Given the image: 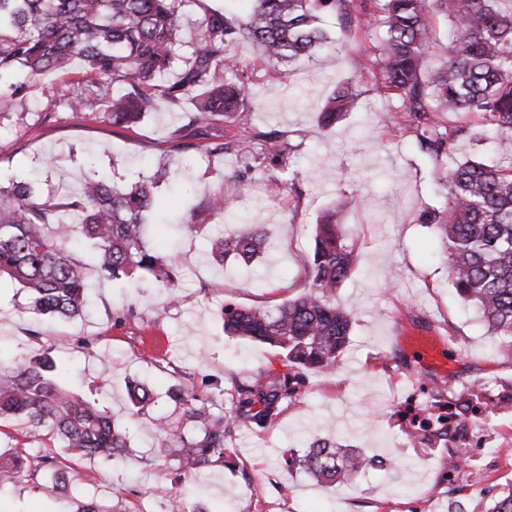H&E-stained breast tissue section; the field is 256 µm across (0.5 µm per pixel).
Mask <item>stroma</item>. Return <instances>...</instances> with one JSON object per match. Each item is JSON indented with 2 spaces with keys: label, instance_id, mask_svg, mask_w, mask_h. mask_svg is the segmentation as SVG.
<instances>
[{
  "label": "stroma",
  "instance_id": "35a3bbf8",
  "mask_svg": "<svg viewBox=\"0 0 512 512\" xmlns=\"http://www.w3.org/2000/svg\"><path fill=\"white\" fill-rule=\"evenodd\" d=\"M249 7L250 0L184 7L182 33L196 35L205 11L242 20ZM322 20L337 36L335 47L276 68L247 37L227 45L250 92L248 111L234 119L202 122L185 103L160 107L130 129L104 113L74 120L62 100L83 83L78 64L44 76L22 105L0 112V186L34 177L44 201H63L88 173L134 183L168 156L170 174L156 190L144 239L175 281L167 288L148 276L101 278L89 265L90 248L78 242L74 255L88 265L84 315L27 313V290L0 282V360L51 353L56 383L106 410L131 447L115 463L73 462L66 494L44 476L0 485V512H76L88 500L105 512H167L172 496L187 512H453L459 502L466 512H487L493 494L512 486V452H503L450 497L447 449L412 447L404 432L399 409L408 389L426 400L436 384L464 390L511 380L512 349L458 298L436 229L419 221L445 198L407 115L370 71L367 50L383 28L360 26L345 38L334 13ZM351 78L360 92L354 110L319 128L326 99ZM177 130L190 136L193 150L173 151ZM256 133L267 136L262 163L215 150ZM230 179L241 191L216 212L208 199ZM341 196L358 201L337 222L357 248L359 267L339 289L354 323L337 368L306 372L271 425H243L225 436L222 464L185 470L156 457L157 418L177 417L169 389L194 390L218 414L238 383L280 369L274 348L225 333L221 311L271 308L300 294L315 226ZM257 226L270 247L251 267L233 257L213 260L220 234ZM133 380L156 394L136 415L128 397ZM320 438L384 458L388 467L351 484L318 485L288 459ZM16 448L59 451L55 440L32 438L22 422L1 420L0 454Z\"/></svg>",
  "mask_w": 512,
  "mask_h": 512
}]
</instances>
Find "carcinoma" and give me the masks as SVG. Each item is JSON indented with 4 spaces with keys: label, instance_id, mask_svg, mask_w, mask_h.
I'll list each match as a JSON object with an SVG mask.
<instances>
[{
    "label": "carcinoma",
    "instance_id": "1",
    "mask_svg": "<svg viewBox=\"0 0 512 512\" xmlns=\"http://www.w3.org/2000/svg\"><path fill=\"white\" fill-rule=\"evenodd\" d=\"M185 2L202 0H0V110L20 105L43 76L78 60L89 77L69 99L76 118L103 111L112 125L129 128L158 106L186 99L202 120L238 117L249 95L237 63L225 55L226 44L237 35L250 38L276 66L332 42L321 26L326 10L345 30L376 23L385 32L370 57L376 81L416 123V146L438 165L446 198L443 210L421 220L441 232L457 295L473 305L488 332L512 347V150L490 163L479 156L452 160L458 141H477L490 131L503 144L512 143V0H251L244 23L210 11L198 34L184 41L180 9ZM435 10L452 18L454 33L443 68L428 74L427 17ZM183 46L187 51L174 80H163ZM116 82L126 86L124 93H112ZM357 98L355 81L337 87L319 112V127L336 124ZM444 112L446 126L440 123ZM470 114L482 124L467 121ZM155 185L149 179L128 187L93 175L73 199L58 203L37 201L36 185L27 180L12 184L6 199L0 190V279L28 289V312L80 314L85 273L71 249L80 235L96 246L102 277L147 274L175 286L163 258L142 237L145 216L157 204ZM236 193L237 183L227 181L212 207L224 210ZM349 204L342 200L317 224L304 293L272 311L224 312L225 332L275 348L285 371L260 372L237 385L238 399L222 415L199 405L188 390L169 392L179 424L192 434L179 437L174 449L161 440L159 456L174 458L181 469L222 463L227 426L272 423L280 403L293 397L302 371L336 369L353 320L338 298L356 264L353 246L336 230V215ZM267 247L265 234L254 229L217 238L211 254L220 263L233 255L248 264ZM54 369L47 352L33 362L0 363V419L19 418L34 436L44 432L57 438L71 459L125 456L126 434L107 412L61 390L50 375ZM129 400L140 410L151 400L150 391L135 383ZM294 464L328 487L386 468L381 460L321 440ZM41 471L65 487L70 483L69 471L56 457H38L31 470L27 457L17 452L0 461V484L25 473L34 479ZM490 512H512V486L493 497Z\"/></svg>",
    "mask_w": 512,
    "mask_h": 512
}]
</instances>
